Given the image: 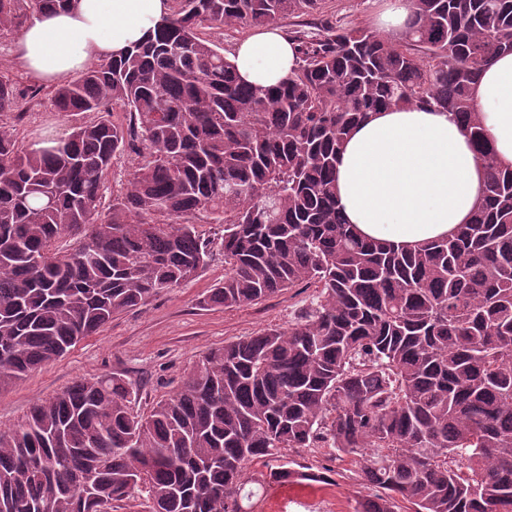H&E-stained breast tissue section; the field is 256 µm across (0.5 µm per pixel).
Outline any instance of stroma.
Instances as JSON below:
<instances>
[{
    "mask_svg": "<svg viewBox=\"0 0 512 512\" xmlns=\"http://www.w3.org/2000/svg\"><path fill=\"white\" fill-rule=\"evenodd\" d=\"M14 40V34L0 32V77L11 80L20 95L24 111L20 141L31 145L47 130L65 135L70 120L54 111L47 93L39 92L38 80L15 62ZM195 224L213 244L204 271L144 306L114 314L108 324L80 339L64 355L0 392V427L21 422L35 403L78 381L112 374L121 375L133 391L134 410L149 412L156 402L180 389L204 352L273 325H287L309 303L311 289L297 287L236 310L201 306L202 296L224 279V254L219 247L224 227L206 212L197 215ZM294 458L301 466L325 474V481L294 479L283 486L269 480L268 466L254 465L249 475L265 487L251 512H353L356 497L366 492L356 457L332 448H305Z\"/></svg>",
    "mask_w": 512,
    "mask_h": 512,
    "instance_id": "stroma-1",
    "label": "stroma"
}]
</instances>
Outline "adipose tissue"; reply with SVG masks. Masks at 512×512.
I'll use <instances>...</instances> for the list:
<instances>
[{"mask_svg":"<svg viewBox=\"0 0 512 512\" xmlns=\"http://www.w3.org/2000/svg\"><path fill=\"white\" fill-rule=\"evenodd\" d=\"M169 12L170 0H77L35 16L13 55L32 78L53 83L124 55ZM228 59L241 82L262 88L277 86L297 66L295 48L273 25L239 41ZM473 99L499 165L512 168V52L480 73ZM336 179L338 204L358 234L405 249L470 223L486 171L452 113L408 105L369 113L341 149Z\"/></svg>","mask_w":512,"mask_h":512,"instance_id":"ef3b65f1","label":"adipose tissue"}]
</instances>
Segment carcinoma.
Returning a JSON list of instances; mask_svg holds the SVG:
<instances>
[{
	"label": "carcinoma",
	"instance_id": "obj_1",
	"mask_svg": "<svg viewBox=\"0 0 512 512\" xmlns=\"http://www.w3.org/2000/svg\"><path fill=\"white\" fill-rule=\"evenodd\" d=\"M326 0H172L154 36L50 91L96 112L51 149L0 123V390L112 316L194 280L211 259L194 219L224 225V281L204 306L315 289L288 325L206 353L181 390L134 413L119 375L75 383L0 429V512H109L143 486L151 512H249L247 468L329 480L289 453L360 458L354 512H512V169L485 141L471 90L512 50V0H411L398 38L325 16ZM75 0H0V31ZM294 74L243 84L200 29L292 15ZM118 104L129 122L101 113ZM442 109L487 172L473 222L398 251L360 238L336 200V164L368 113ZM19 111L0 79V116ZM137 162L104 206L127 148ZM66 237L74 245L62 252Z\"/></svg>",
	"mask_w": 512,
	"mask_h": 512
}]
</instances>
